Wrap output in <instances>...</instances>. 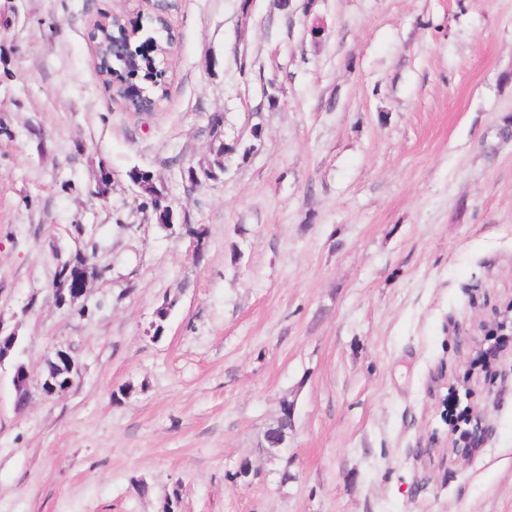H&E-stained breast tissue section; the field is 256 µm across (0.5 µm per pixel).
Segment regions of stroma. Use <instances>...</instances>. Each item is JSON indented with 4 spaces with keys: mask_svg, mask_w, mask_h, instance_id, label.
I'll return each instance as SVG.
<instances>
[{
    "mask_svg": "<svg viewBox=\"0 0 512 512\" xmlns=\"http://www.w3.org/2000/svg\"><path fill=\"white\" fill-rule=\"evenodd\" d=\"M290 2L0 0V322L30 375L20 409L0 366V512H512V342L465 372L512 304V0ZM112 14L174 36L153 111L98 71ZM215 112L241 151L209 180ZM81 227L109 272L78 316L48 288ZM60 349L82 375L49 398ZM448 399L486 411L465 458L422 450ZM128 176L138 185L140 196L143 200L142 204L145 207H151L157 223L167 228L171 227V223H173L172 206L168 200L165 188L157 184L148 172L133 169L129 171Z\"/></svg>",
    "mask_w": 512,
    "mask_h": 512,
    "instance_id": "stroma-1",
    "label": "stroma"
}]
</instances>
